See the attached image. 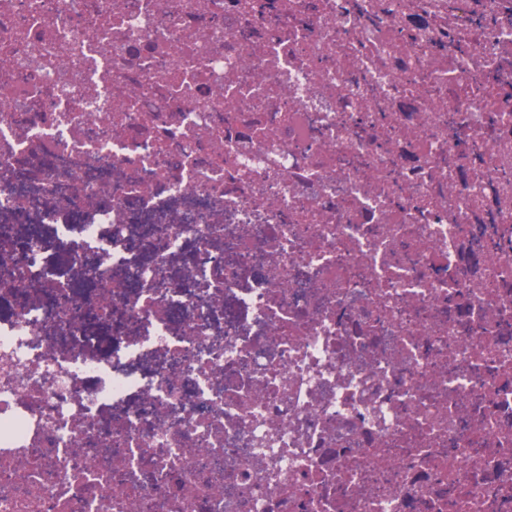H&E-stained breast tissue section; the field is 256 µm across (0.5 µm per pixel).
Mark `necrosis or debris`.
I'll list each match as a JSON object with an SVG mask.
<instances>
[{"mask_svg": "<svg viewBox=\"0 0 512 512\" xmlns=\"http://www.w3.org/2000/svg\"><path fill=\"white\" fill-rule=\"evenodd\" d=\"M0 512H512V0H0Z\"/></svg>", "mask_w": 512, "mask_h": 512, "instance_id": "necrosis-or-debris-1", "label": "necrosis or debris"}]
</instances>
